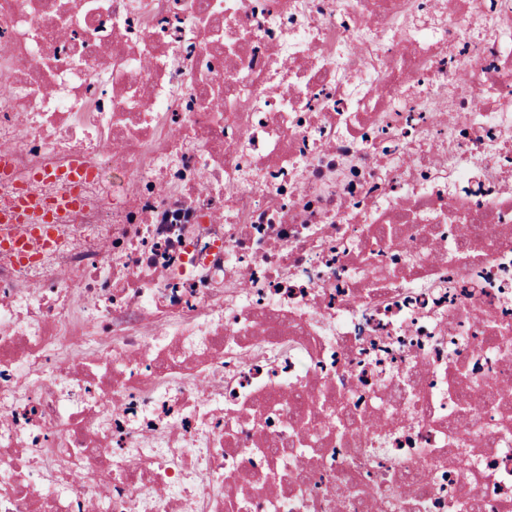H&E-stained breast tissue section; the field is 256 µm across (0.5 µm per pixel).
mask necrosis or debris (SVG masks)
I'll use <instances>...</instances> for the list:
<instances>
[{
  "label": "necrosis or debris",
  "instance_id": "4bbe7bcc",
  "mask_svg": "<svg viewBox=\"0 0 512 512\" xmlns=\"http://www.w3.org/2000/svg\"><path fill=\"white\" fill-rule=\"evenodd\" d=\"M0 79V211L93 172L0 223V512H512V0H0Z\"/></svg>",
  "mask_w": 512,
  "mask_h": 512
}]
</instances>
